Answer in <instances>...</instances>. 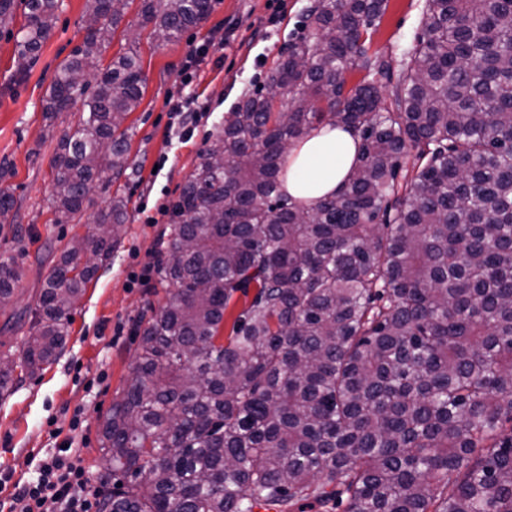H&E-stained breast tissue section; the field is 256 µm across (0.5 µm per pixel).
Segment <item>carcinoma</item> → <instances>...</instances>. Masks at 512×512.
Segmentation results:
<instances>
[{"mask_svg": "<svg viewBox=\"0 0 512 512\" xmlns=\"http://www.w3.org/2000/svg\"><path fill=\"white\" fill-rule=\"evenodd\" d=\"M128 2L87 0L101 22L45 99L48 114L84 108L52 161L60 224L96 177L129 169L140 59L99 69ZM18 3L16 82L64 0H0L1 26ZM387 6L316 0L310 36L268 76L279 105L246 95L171 202L154 254L165 301L138 323L135 377L100 427L102 512H512V0H427L396 75L369 54ZM210 10L143 0L141 27L170 39ZM353 70L365 76L348 89ZM92 71L88 95L71 77ZM322 124L353 131L358 163L335 195L292 203L284 154ZM126 207L112 198L90 249L72 239L1 391L58 360L95 272L76 260L111 256ZM19 276L0 262V302Z\"/></svg>", "mask_w": 512, "mask_h": 512, "instance_id": "1", "label": "carcinoma"}]
</instances>
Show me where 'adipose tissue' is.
Instances as JSON below:
<instances>
[{"mask_svg": "<svg viewBox=\"0 0 512 512\" xmlns=\"http://www.w3.org/2000/svg\"><path fill=\"white\" fill-rule=\"evenodd\" d=\"M359 144L344 127L313 130L288 152L285 187L292 200L305 204L334 195L355 167Z\"/></svg>", "mask_w": 512, "mask_h": 512, "instance_id": "obj_1", "label": "adipose tissue"}]
</instances>
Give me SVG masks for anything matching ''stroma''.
Returning <instances> with one entry per match:
<instances>
[{
    "mask_svg": "<svg viewBox=\"0 0 512 512\" xmlns=\"http://www.w3.org/2000/svg\"><path fill=\"white\" fill-rule=\"evenodd\" d=\"M314 0H212L208 18L174 41L141 25V0H130L110 45L109 65L119 54L140 57L143 96L126 123L133 128L128 161L136 175L103 174L94 183L76 224L55 221L52 159L83 107L74 102L54 117L43 103L56 67L85 36L86 0H64L39 58L24 81H12L15 42L0 29V164L12 175L5 185L14 198L0 224V258L19 263L22 275L0 306V340L20 356L29 334L22 313L35 306L45 281L73 235L95 233L114 194L128 200L111 257L100 262L72 313L62 355L35 377L23 378L0 395V473L13 481L36 480L47 454L71 441L91 489L110 494L112 478L98 462L99 422L135 375L134 329L152 294L154 251L170 218L167 207L194 172L200 154L224 127V117L245 94L267 87L266 77L288 41L306 36L305 11ZM425 0H388L372 35L370 51L399 70L424 30ZM209 50L185 78L187 57ZM198 101L205 111L186 128L170 110L171 98Z\"/></svg>",
    "mask_w": 512,
    "mask_h": 512,
    "instance_id": "35a3bbf8",
    "label": "stroma"
}]
</instances>
